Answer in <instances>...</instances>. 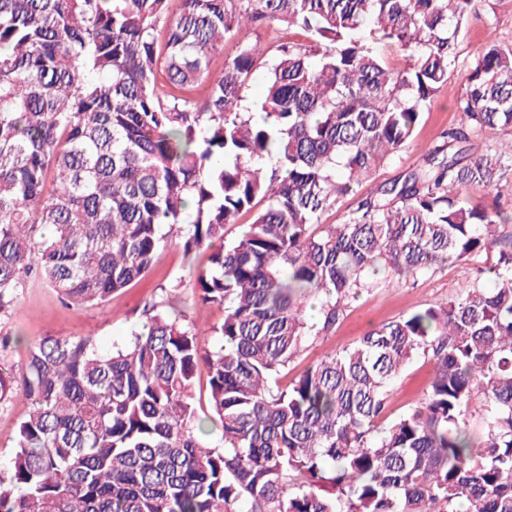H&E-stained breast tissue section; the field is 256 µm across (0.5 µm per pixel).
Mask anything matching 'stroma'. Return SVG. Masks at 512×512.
Instances as JSON below:
<instances>
[{
    "instance_id": "1",
    "label": "stroma",
    "mask_w": 512,
    "mask_h": 512,
    "mask_svg": "<svg viewBox=\"0 0 512 512\" xmlns=\"http://www.w3.org/2000/svg\"><path fill=\"white\" fill-rule=\"evenodd\" d=\"M493 20L474 16L461 36L458 54L451 67L447 85L438 92L431 108L424 112L415 135L400 152L378 167L372 181L359 186L354 194L340 198L326 210L321 221L338 224L354 210L362 195L374 186L398 179L421 165L427 150L440 141L449 126L458 123L455 99L463 90L483 45L490 40L512 46V0H489ZM307 34L300 29L273 23L260 27L245 26L224 43L225 57L233 56L239 45L258 47L261 60L247 81L248 100L259 99L265 92L268 64L281 44L307 43ZM208 263L207 253L185 257L182 249L170 246L161 250L152 269L138 281L98 305L64 303L47 285L38 283L25 289L11 316L0 319V365L20 366L25 352L16 346V336L36 343L47 337L92 336L100 352L127 342L135 326L144 322L145 309L160 299L161 288L175 280H183L182 308L189 321L207 328L221 322L220 307L194 301L191 287L198 270ZM474 272L470 262L457 263L425 275L417 280L379 275L375 288L361 293L327 335L317 337L288 367L289 378L299 374L324 353L353 347L372 328L427 308L456 294L460 285ZM433 375L430 360L414 359L389 389L386 415L395 418L415 407L423 399ZM30 410L24 397L0 406V470H8L15 452L18 426Z\"/></svg>"
}]
</instances>
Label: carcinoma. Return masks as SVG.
<instances>
[{"label":"carcinoma","mask_w":512,"mask_h":512,"mask_svg":"<svg viewBox=\"0 0 512 512\" xmlns=\"http://www.w3.org/2000/svg\"><path fill=\"white\" fill-rule=\"evenodd\" d=\"M481 2L0 0V317L33 278L102 303L173 239L210 251L196 293L224 309L206 332L186 323L175 280L107 354L90 336L31 346L18 376L32 410L0 512H512V216L492 199L512 141L472 152L512 129V46L481 48L460 121L423 165L321 223L412 140ZM279 22L311 44L279 46L265 96L244 106L259 50L212 65L241 26ZM204 80L202 99L181 94ZM481 257L449 300L279 384L380 272ZM419 356L434 364L424 401L387 423L389 387ZM18 376L0 367V406ZM215 431L222 448L205 441Z\"/></svg>","instance_id":"obj_1"}]
</instances>
